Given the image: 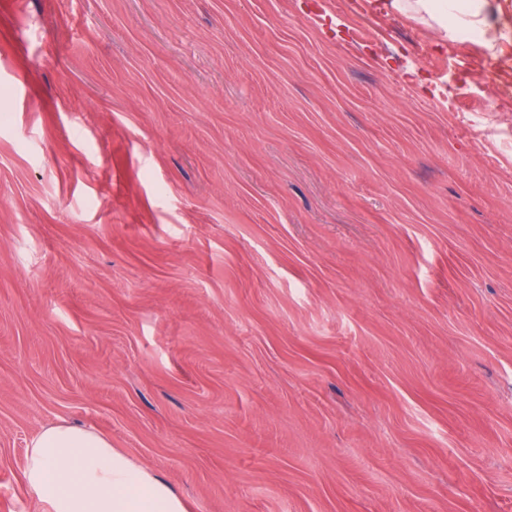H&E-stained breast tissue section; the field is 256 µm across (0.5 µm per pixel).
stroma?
Instances as JSON below:
<instances>
[{
	"mask_svg": "<svg viewBox=\"0 0 512 512\" xmlns=\"http://www.w3.org/2000/svg\"><path fill=\"white\" fill-rule=\"evenodd\" d=\"M484 3L0 0V512L60 420L190 512H512ZM417 5L422 7L425 11L430 14H434V12L438 11L441 14H448V2L454 4V9L456 11L455 19H456V29L464 30L475 23L479 22L476 18L478 17V12H467L458 9L456 0L447 1V0H417Z\"/></svg>",
	"mask_w": 512,
	"mask_h": 512,
	"instance_id": "stroma-1",
	"label": "stroma"
}]
</instances>
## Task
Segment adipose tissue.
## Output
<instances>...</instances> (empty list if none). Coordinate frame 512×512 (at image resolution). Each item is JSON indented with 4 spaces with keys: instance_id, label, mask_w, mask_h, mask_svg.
<instances>
[{
    "instance_id": "obj_1",
    "label": "adipose tissue",
    "mask_w": 512,
    "mask_h": 512,
    "mask_svg": "<svg viewBox=\"0 0 512 512\" xmlns=\"http://www.w3.org/2000/svg\"><path fill=\"white\" fill-rule=\"evenodd\" d=\"M24 478L49 512H187L168 481L135 467L110 437L64 420L31 440Z\"/></svg>"
}]
</instances>
